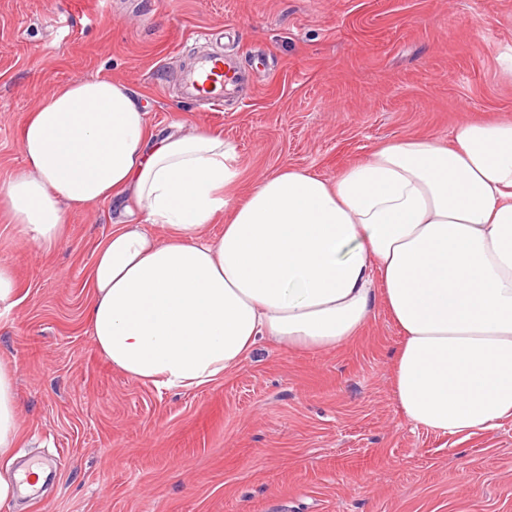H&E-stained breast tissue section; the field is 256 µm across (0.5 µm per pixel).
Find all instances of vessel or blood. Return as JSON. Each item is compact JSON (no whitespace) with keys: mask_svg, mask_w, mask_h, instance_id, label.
<instances>
[{"mask_svg":"<svg viewBox=\"0 0 512 512\" xmlns=\"http://www.w3.org/2000/svg\"><path fill=\"white\" fill-rule=\"evenodd\" d=\"M244 74L221 55H209L194 61L182 79V95L190 102H205L210 111L224 109L226 94L242 87Z\"/></svg>","mask_w":512,"mask_h":512,"instance_id":"vessel-or-blood-1","label":"vessel or blood"}]
</instances>
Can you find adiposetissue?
Listing matches in <instances>:
<instances>
[{
    "instance_id": "obj_1",
    "label": "adipose tissue",
    "mask_w": 512,
    "mask_h": 512,
    "mask_svg": "<svg viewBox=\"0 0 512 512\" xmlns=\"http://www.w3.org/2000/svg\"><path fill=\"white\" fill-rule=\"evenodd\" d=\"M21 150L0 215L39 249L66 241L69 208L145 215L113 226L88 280L92 341L129 380L203 387L259 339L333 348L380 305L402 333L392 389L409 422L455 434L512 417V121L387 142L333 179L282 168L242 195L222 135H152L137 93L97 77L52 88ZM15 385L0 359V457L20 440Z\"/></svg>"
}]
</instances>
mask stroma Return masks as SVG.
I'll list each match as a JSON object with an SVG mask.
<instances>
[{
    "label": "stroma",
    "mask_w": 512,
    "mask_h": 512,
    "mask_svg": "<svg viewBox=\"0 0 512 512\" xmlns=\"http://www.w3.org/2000/svg\"><path fill=\"white\" fill-rule=\"evenodd\" d=\"M0 0V183L49 88L111 77L153 132L223 134L240 187L298 167L334 177L381 143L450 142L461 122L512 120V0ZM207 48L247 71L244 109L178 97ZM117 206L70 209L45 253L0 218L18 303L0 317L17 370V459L49 467L45 493L0 512H512V419L442 434L392 394L401 332L376 307L326 350L260 341L221 380L159 390L94 346L84 312L96 247Z\"/></svg>",
    "instance_id": "obj_1"
}]
</instances>
